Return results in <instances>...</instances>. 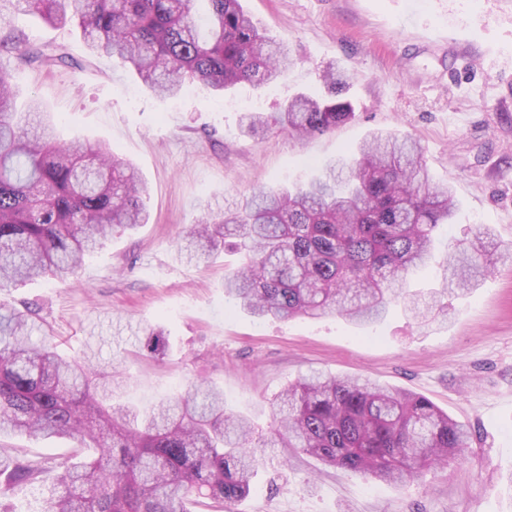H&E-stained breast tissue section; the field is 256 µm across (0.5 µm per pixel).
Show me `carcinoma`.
<instances>
[{
  "label": "carcinoma",
  "mask_w": 512,
  "mask_h": 512,
  "mask_svg": "<svg viewBox=\"0 0 512 512\" xmlns=\"http://www.w3.org/2000/svg\"><path fill=\"white\" fill-rule=\"evenodd\" d=\"M0 0L50 25L76 24L92 56L132 68L159 96L185 82L221 95L261 87L291 64L288 47L261 33L241 0ZM45 67L79 64L52 44L26 47L0 34V52ZM327 95L289 98L274 122L300 140L353 115L350 81L332 69ZM9 74L0 66V289L40 277L65 281L113 229L148 222L144 187L107 144L50 140L40 103L21 122ZM455 211L451 190L431 183L421 150L406 135L378 134L350 160L327 165L295 190L256 187L232 211L204 212L180 251L206 262L228 242L240 264L224 295L260 319L337 314L376 322L401 304L420 322L448 316V295L470 293L499 262H512L492 234L454 246L438 263V287L407 288L433 256V231ZM37 313L0 311V433L60 437L93 454L58 466L40 512H189L195 494L234 505L261 468L256 448H295L330 467L390 484L465 456L468 433L424 396L369 377L313 371L282 393L261 445L249 422L224 408V391L203 383L145 412L116 402L121 385L99 381L95 353L66 359L34 335ZM150 354L163 333L144 328ZM45 468L0 454L10 487L44 481Z\"/></svg>",
  "instance_id": "cac0c4a2"
}]
</instances>
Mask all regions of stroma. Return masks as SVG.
<instances>
[{
	"instance_id": "stroma-1",
	"label": "stroma",
	"mask_w": 512,
	"mask_h": 512,
	"mask_svg": "<svg viewBox=\"0 0 512 512\" xmlns=\"http://www.w3.org/2000/svg\"><path fill=\"white\" fill-rule=\"evenodd\" d=\"M242 3L288 45L293 64L270 85L221 96L188 82L176 96L156 97L111 58L89 55L77 26L24 12L0 20V31L63 45L82 65L46 70L0 56L17 111L40 99L58 142L110 144L146 183L150 214L86 256L74 280L0 290V308H39L62 355L96 350L100 372L125 378L129 405L151 406L207 381L261 438L278 395L320 370L422 395L471 431L466 459L404 484L325 467L292 448L258 449L264 467L235 512H512V266L449 298L448 320L421 327L395 307L359 327L334 315L278 321L236 311L224 274L238 255L222 247L198 266L178 247L204 209L234 206L255 186L305 182L375 132L409 135L431 182L452 190L457 210L438 228V253L487 227L512 246V0ZM330 66L352 81V119L304 141L274 125L244 132L245 113L274 114L299 92L320 96ZM147 326L164 332V356L143 348ZM75 448L65 438L0 435V453L49 467Z\"/></svg>"
}]
</instances>
